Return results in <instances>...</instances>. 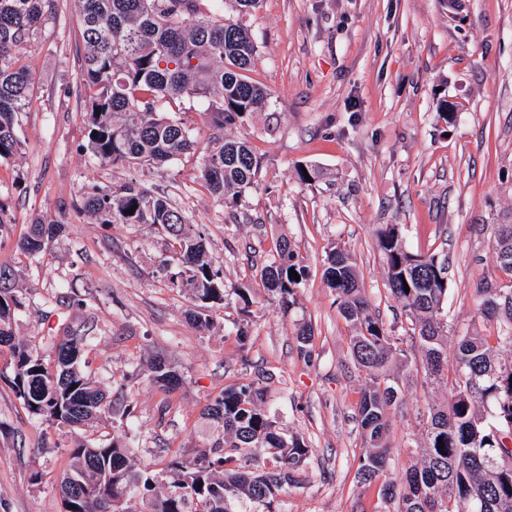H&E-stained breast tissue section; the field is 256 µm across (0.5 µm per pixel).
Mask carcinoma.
I'll use <instances>...</instances> for the list:
<instances>
[{
	"mask_svg": "<svg viewBox=\"0 0 512 512\" xmlns=\"http://www.w3.org/2000/svg\"><path fill=\"white\" fill-rule=\"evenodd\" d=\"M83 44L81 89L88 127L85 150L102 164L158 166L202 151V186L231 205L257 185L260 161L248 141L224 136L262 109L268 93L249 77L257 47L244 27L224 20L213 0H79ZM55 20L54 0H0V162L22 148L19 131L35 97V78L18 49ZM204 100L212 134L199 147L182 115L166 103ZM79 209L98 224H143L169 239L164 270L173 285L185 288L197 304L188 319L203 327L209 306L224 304L222 271L211 265L202 232L166 198L131 182L117 190L82 196ZM133 213H128V209ZM61 228L36 219L17 243L23 254L45 251ZM498 269L504 281H481L474 314L495 322L493 336L472 328L457 342L453 377L448 370V294L445 262L407 250L399 225L378 231L391 295L403 303L411 327L390 336L370 312L369 300L350 252L338 247L324 261L323 278L336 293L340 312L356 327L352 357L365 373L358 423L366 441L357 478L367 484L388 466L384 439L388 409L399 395L390 364L408 366V350H419L425 382L448 387V403L431 405L426 415V448L420 462L398 481L382 485L393 512H512V215L490 225ZM294 270L300 279L289 277ZM306 269L294 261L288 239L276 245L274 260L261 267L262 288L294 304ZM13 270L0 265V351L10 355L11 385L34 417L83 426L106 410V395L82 363L83 338L67 336L57 345L54 367L16 338L11 320ZM154 382L165 391L178 377L155 365ZM262 388L255 383L224 390L203 415L221 425L224 436L209 452H175L165 468L175 476L170 489L157 492L158 473L136 469L119 439L79 442L63 479L76 475L78 490L63 496L64 512H92L89 504L112 501V510L137 512L138 496L153 495L152 512H274L280 492L295 481L308 453L295 436L278 430L261 409Z\"/></svg>",
	"mask_w": 512,
	"mask_h": 512,
	"instance_id": "1",
	"label": "carcinoma"
}]
</instances>
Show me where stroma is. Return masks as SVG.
Instances as JSON below:
<instances>
[{
  "label": "stroma",
  "mask_w": 512,
  "mask_h": 512,
  "mask_svg": "<svg viewBox=\"0 0 512 512\" xmlns=\"http://www.w3.org/2000/svg\"><path fill=\"white\" fill-rule=\"evenodd\" d=\"M56 13L22 49L37 89L21 151L0 162V218L12 226L0 262L15 271V336L49 362L56 340L86 337L83 358L112 412L87 427L42 423L16 397L0 356V512H63L60 479L80 439L126 441L138 467L157 464L164 448L201 451L218 435L204 407L250 381L264 388L262 406L282 432L308 448L275 512H387L381 481L356 477L367 378L323 260L346 247L373 314L387 334L404 335L409 321L376 246L381 227L398 225L410 252L446 259L449 344L464 334L478 283L501 277L489 226L512 213V0H263L246 15L225 10L251 32L253 77L269 93L261 111L224 129L261 162L257 186L232 208L200 185V155L129 168L85 151L78 0H56ZM307 165L323 178L300 183ZM131 180L205 225L207 257L228 291L207 329L188 320L190 295L163 272L162 232L76 211L85 193ZM39 217L66 227L45 253L24 256L15 244ZM283 237L308 269L288 308L256 276ZM303 324L313 331L308 359L296 338ZM160 360L179 376L168 393L153 381ZM411 361L388 414L391 479L420 459L423 412L448 396L424 385L419 352Z\"/></svg>",
  "instance_id": "1"
}]
</instances>
